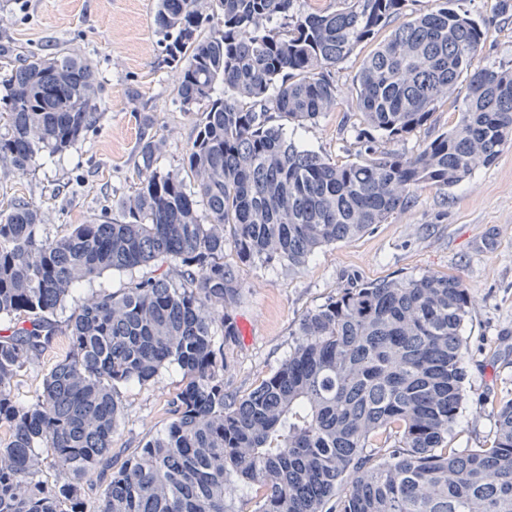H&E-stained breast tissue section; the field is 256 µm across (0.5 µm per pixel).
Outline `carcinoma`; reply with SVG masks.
Returning a JSON list of instances; mask_svg holds the SVG:
<instances>
[{
    "mask_svg": "<svg viewBox=\"0 0 512 512\" xmlns=\"http://www.w3.org/2000/svg\"><path fill=\"white\" fill-rule=\"evenodd\" d=\"M297 0H155L161 63L178 74L182 111L199 114L178 169L143 118L139 183L62 236L39 235L40 209L0 210V512H512V398H485L494 432L460 450L448 436L465 401L462 330L472 307L460 275L426 272L339 291L305 313L299 341L240 399L224 392L236 336L237 275L224 248L299 266L407 208L422 186L448 190L512 148V70L473 67L480 25L434 0L367 56L354 85L358 159L336 163L289 128L336 104L335 67L405 0H345L301 12ZM457 123L416 152L379 149L426 125L461 82ZM0 161L22 175L61 154L103 113L92 61L60 49L23 57L0 40ZM166 264L172 279L93 294L64 326L70 293L108 270ZM64 334L66 354L29 403L17 372ZM176 364L171 421L118 469V386ZM56 483L40 480L46 463ZM257 485L238 509L231 483Z\"/></svg>",
    "mask_w": 512,
    "mask_h": 512,
    "instance_id": "cac0c4a2",
    "label": "carcinoma"
}]
</instances>
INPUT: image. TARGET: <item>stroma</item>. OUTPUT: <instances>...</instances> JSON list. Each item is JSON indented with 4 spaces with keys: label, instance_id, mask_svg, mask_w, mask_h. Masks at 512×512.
I'll use <instances>...</instances> for the list:
<instances>
[{
    "label": "stroma",
    "instance_id": "1",
    "mask_svg": "<svg viewBox=\"0 0 512 512\" xmlns=\"http://www.w3.org/2000/svg\"><path fill=\"white\" fill-rule=\"evenodd\" d=\"M498 0H456L454 7L475 19L485 33L479 67L512 69V16L499 14ZM154 0H0V35L22 53L51 54L59 48L90 59L98 72L106 109L63 158L40 155L20 177L0 163V202L20 198L42 211L41 234L51 239L111 208L137 182V145L143 114L155 119L153 132L165 141L159 165L179 168L194 136V115L181 112L175 76L161 63L153 24ZM381 30L377 40L386 39ZM360 44L335 73L333 111L297 129L295 138L333 160L356 158L350 136L360 125L353 80L376 42ZM467 94L440 103L431 124L395 142L379 138L380 149L413 153L451 128ZM224 261L237 274L238 340L225 350L224 390L241 398L277 371L296 345L298 322L350 281H380L426 271L461 275L473 296L465 323L464 364L468 400L453 429L451 445L474 448L492 436L493 419L479 411L483 396L512 398V148L469 179L448 190L419 188L409 207L350 241L325 247L301 266L239 261L225 248ZM168 266L150 263L130 271H105L76 288L54 315L64 323L73 306L95 293H120L130 281L171 278ZM68 349L66 336L17 373L12 395L35 397L46 373ZM172 365L151 381L120 385L123 415L112 435L114 465H121L160 434L170 421L168 401L181 385Z\"/></svg>",
    "mask_w": 512,
    "mask_h": 512
}]
</instances>
